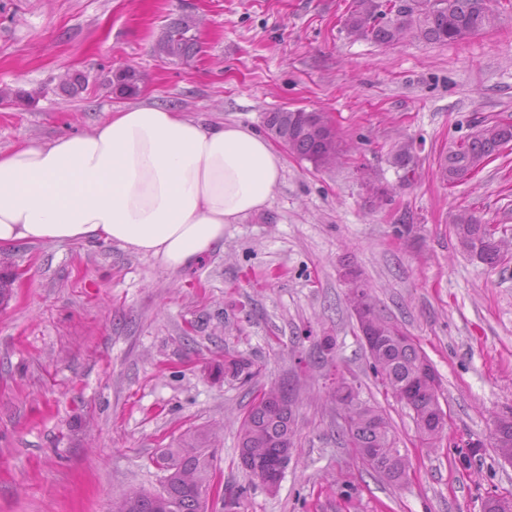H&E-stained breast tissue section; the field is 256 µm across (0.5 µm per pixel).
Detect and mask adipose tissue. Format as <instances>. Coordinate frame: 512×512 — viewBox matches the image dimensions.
<instances>
[{"label": "adipose tissue", "mask_w": 512, "mask_h": 512, "mask_svg": "<svg viewBox=\"0 0 512 512\" xmlns=\"http://www.w3.org/2000/svg\"><path fill=\"white\" fill-rule=\"evenodd\" d=\"M282 170L251 129L128 106L92 131L0 150V247L103 241L188 268L268 208Z\"/></svg>", "instance_id": "1"}]
</instances>
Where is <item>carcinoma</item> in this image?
<instances>
[{"mask_svg": "<svg viewBox=\"0 0 512 512\" xmlns=\"http://www.w3.org/2000/svg\"><path fill=\"white\" fill-rule=\"evenodd\" d=\"M419 2L421 6L387 19L383 0H352L347 13V21L351 26L349 33L383 45L399 41L407 32L425 42L448 44L490 29L499 20L496 0H447L448 6L442 10L429 6L430 0ZM192 26L194 22L188 15L175 19L166 31V37L157 40L155 53L178 61L194 57L199 46L198 37L192 34ZM109 84L113 92L121 96L133 97L139 94L131 67L114 75ZM87 85V76L75 72L66 78L63 89L75 96L86 90ZM265 125L269 133L287 145L292 153L312 162L316 167L326 166V159L334 161L339 154L341 143L334 128L325 129V134L321 135L316 127L293 111L269 112L265 117ZM511 142V122H478L466 139L449 146L446 155L439 159L440 180L450 185L467 180L472 172L481 168L490 157L497 155ZM411 163L410 149L401 147L394 156V164L404 171L405 181L413 171ZM451 224L465 252L491 267L502 263V242L495 239L494 232L474 212L467 209L458 211L452 216ZM358 290L364 299L366 327L371 331L379 328L388 337L381 353L382 363H372L373 371L380 376L382 385L398 400H403L405 391H410L417 432L424 443L432 444L442 438L446 423L443 419H437V411L441 409L438 395L430 392L428 385L417 382L416 368L423 352L412 338L403 342L390 337L394 325L378 315L370 288L360 278L350 283V293ZM252 367V363L243 359H232L224 364L225 371L246 380L253 375ZM284 391L286 396L279 403H254L239 423V461L241 467L251 475L254 474L256 462H273L296 447V399L292 389L286 386ZM341 437L356 452L362 448L375 450V464L368 466V469L380 476L383 475L382 466L400 454L387 417L377 406L367 401L360 402L353 411L352 426L342 428ZM492 437L495 448H512V416L496 419ZM182 447L196 450V456L189 460V464L200 465L205 470L213 467L215 450L204 447L202 439L193 437L183 442ZM161 485L167 486L168 498L174 504L172 512H200L199 499L193 489L165 477ZM133 496V504L128 512H158L155 494L135 491Z\"/></svg>", "mask_w": 512, "mask_h": 512, "instance_id": "carcinoma-1", "label": "carcinoma"}]
</instances>
